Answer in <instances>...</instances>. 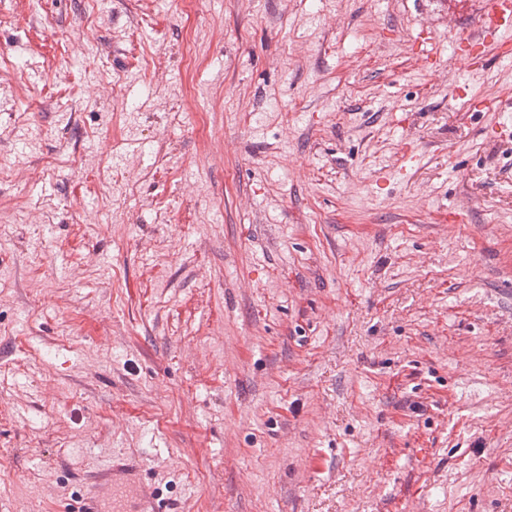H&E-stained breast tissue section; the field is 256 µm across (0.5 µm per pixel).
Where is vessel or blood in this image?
Masks as SVG:
<instances>
[{"label":"vessel or blood","mask_w":512,"mask_h":512,"mask_svg":"<svg viewBox=\"0 0 512 512\" xmlns=\"http://www.w3.org/2000/svg\"><path fill=\"white\" fill-rule=\"evenodd\" d=\"M477 15L480 28L461 38L460 43L480 53L484 51L487 39L496 37L500 29L512 26V0H481ZM129 488L134 489L145 512H168L154 490L140 483L135 464L117 461L90 472L78 512H126V502L119 494ZM108 492L119 497L111 510L104 504V495Z\"/></svg>","instance_id":"vessel-or-blood-1"}]
</instances>
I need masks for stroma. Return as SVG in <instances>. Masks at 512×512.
I'll return each instance as SVG.
<instances>
[{"instance_id":"obj_1","label":"stroma","mask_w":512,"mask_h":512,"mask_svg":"<svg viewBox=\"0 0 512 512\" xmlns=\"http://www.w3.org/2000/svg\"><path fill=\"white\" fill-rule=\"evenodd\" d=\"M473 0H0V512H512V58ZM493 109L471 108L469 98ZM127 485L132 487L139 497L145 509L142 512H177L167 509V504L158 500L153 489L140 484L134 463L117 460H111L107 466L90 472L78 512H126L127 498L118 500L117 503L114 502V498L118 492L127 493ZM108 490L109 498L112 495V511L106 508L109 498L104 504V494Z\"/></svg>"}]
</instances>
